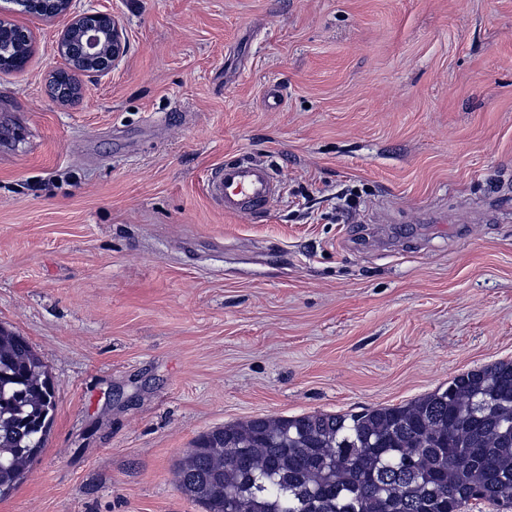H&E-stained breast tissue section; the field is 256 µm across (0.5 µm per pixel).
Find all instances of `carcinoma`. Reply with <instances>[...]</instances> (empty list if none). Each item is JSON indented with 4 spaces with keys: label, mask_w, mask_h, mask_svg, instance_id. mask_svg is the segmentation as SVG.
Masks as SVG:
<instances>
[{
    "label": "carcinoma",
    "mask_w": 512,
    "mask_h": 512,
    "mask_svg": "<svg viewBox=\"0 0 512 512\" xmlns=\"http://www.w3.org/2000/svg\"><path fill=\"white\" fill-rule=\"evenodd\" d=\"M55 394L41 357L0 328V499L42 451ZM204 512H464L512 506V362L406 404L229 423L176 467Z\"/></svg>",
    "instance_id": "cac0c4a2"
}]
</instances>
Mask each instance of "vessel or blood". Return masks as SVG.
<instances>
[{
  "instance_id": "vessel-or-blood-1",
  "label": "vessel or blood",
  "mask_w": 512,
  "mask_h": 512,
  "mask_svg": "<svg viewBox=\"0 0 512 512\" xmlns=\"http://www.w3.org/2000/svg\"><path fill=\"white\" fill-rule=\"evenodd\" d=\"M205 190L212 203L225 214L260 215L278 197L280 182L270 164L236 155L211 170Z\"/></svg>"
}]
</instances>
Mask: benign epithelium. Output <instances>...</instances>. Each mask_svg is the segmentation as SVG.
I'll return each instance as SVG.
<instances>
[{
  "label": "benign epithelium",
  "mask_w": 512,
  "mask_h": 512,
  "mask_svg": "<svg viewBox=\"0 0 512 512\" xmlns=\"http://www.w3.org/2000/svg\"><path fill=\"white\" fill-rule=\"evenodd\" d=\"M72 0H20L25 12L38 19L52 18L69 11ZM1 28L17 31L21 50L8 62L0 63V73L18 71L29 55L31 31L0 20ZM57 54L65 62L66 75L101 77L109 74L127 50L126 29L121 19L108 10L91 9L73 16L59 34Z\"/></svg>",
  "instance_id": "obj_1"
}]
</instances>
